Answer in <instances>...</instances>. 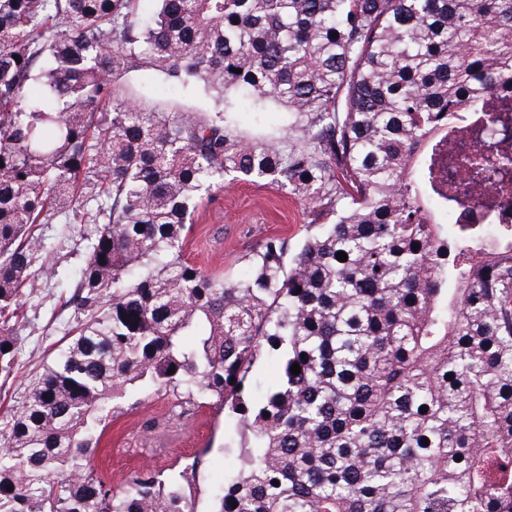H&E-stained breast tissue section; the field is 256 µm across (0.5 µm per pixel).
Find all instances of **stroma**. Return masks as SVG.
I'll return each instance as SVG.
<instances>
[{
  "label": "stroma",
  "instance_id": "stroma-1",
  "mask_svg": "<svg viewBox=\"0 0 512 512\" xmlns=\"http://www.w3.org/2000/svg\"><path fill=\"white\" fill-rule=\"evenodd\" d=\"M313 219L308 206L267 185L237 184L204 203L189 234L188 262L205 270L239 279L248 271L247 256L270 237L284 238L296 249L306 224ZM87 227L48 224L47 260L57 274L45 283L40 302H27L29 323L20 333L22 367L14 379L0 385V413L16 405L29 374L43 360L52 358L69 331L72 310L64 302L84 265ZM240 429L223 411L205 408L193 415H177L165 397L127 396L122 412L115 414L95 464L110 470L113 483L124 471L150 468L168 470L175 462L202 455L196 484L199 512H210L214 491L237 467Z\"/></svg>",
  "mask_w": 512,
  "mask_h": 512
}]
</instances>
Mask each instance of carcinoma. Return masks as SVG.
<instances>
[{
  "label": "carcinoma",
  "instance_id": "cac0c4a2",
  "mask_svg": "<svg viewBox=\"0 0 512 512\" xmlns=\"http://www.w3.org/2000/svg\"><path fill=\"white\" fill-rule=\"evenodd\" d=\"M138 2L0 0L1 378L52 276L40 226H93L74 326L0 417V512H198L197 457L119 486L92 465L134 391L238 419L213 512H512V225L450 238L420 204L450 199L445 116L512 86V0ZM142 68L224 111L142 108L119 94ZM242 100L287 126L240 132ZM235 181L315 218L230 280L184 252Z\"/></svg>",
  "mask_w": 512,
  "mask_h": 512
}]
</instances>
